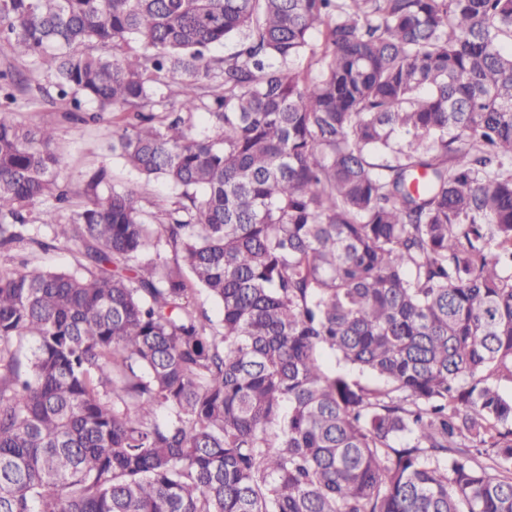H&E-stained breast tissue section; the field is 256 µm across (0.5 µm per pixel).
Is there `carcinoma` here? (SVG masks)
<instances>
[{"mask_svg":"<svg viewBox=\"0 0 512 512\" xmlns=\"http://www.w3.org/2000/svg\"><path fill=\"white\" fill-rule=\"evenodd\" d=\"M2 43L176 200L69 209L0 71V512H512V0H0ZM33 258L34 263L38 266L71 268L74 265L73 253L65 247L47 254H37Z\"/></svg>","mask_w":512,"mask_h":512,"instance_id":"1","label":"carcinoma"}]
</instances>
